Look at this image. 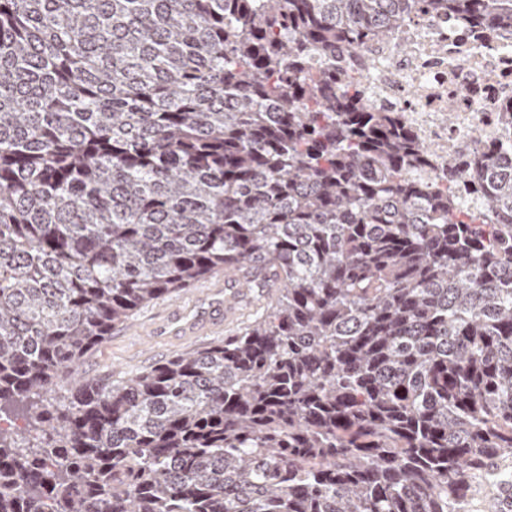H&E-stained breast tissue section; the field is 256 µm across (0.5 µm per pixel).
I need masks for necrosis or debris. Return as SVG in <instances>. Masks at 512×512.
Returning <instances> with one entry per match:
<instances>
[{
  "mask_svg": "<svg viewBox=\"0 0 512 512\" xmlns=\"http://www.w3.org/2000/svg\"><path fill=\"white\" fill-rule=\"evenodd\" d=\"M343 80L361 82L371 103L411 126L430 146L429 172L438 179L461 171L486 148L512 155V28L489 29L442 13L411 16L390 39L367 40L362 50L326 55ZM454 109L453 123L442 117ZM481 129L482 142L470 137Z\"/></svg>",
  "mask_w": 512,
  "mask_h": 512,
  "instance_id": "4bbe7bcc",
  "label": "necrosis or debris"
}]
</instances>
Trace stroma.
Segmentation results:
<instances>
[{"mask_svg":"<svg viewBox=\"0 0 512 512\" xmlns=\"http://www.w3.org/2000/svg\"><path fill=\"white\" fill-rule=\"evenodd\" d=\"M224 274L216 272L181 288L173 294L136 309L127 322L115 327L110 336L81 362L75 378L59 383L48 394L55 407H63L76 381L107 384L150 369L155 364L221 342L250 324L267 307L259 290H252L242 314L229 324H215L191 334L180 335L168 327L172 313L183 321L223 303Z\"/></svg>","mask_w":512,"mask_h":512,"instance_id":"35a3bbf8","label":"stroma"}]
</instances>
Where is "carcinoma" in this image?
<instances>
[{
    "instance_id": "1",
    "label": "carcinoma",
    "mask_w": 512,
    "mask_h": 512,
    "mask_svg": "<svg viewBox=\"0 0 512 512\" xmlns=\"http://www.w3.org/2000/svg\"><path fill=\"white\" fill-rule=\"evenodd\" d=\"M512 0H0V512H468L512 486V159L468 204L307 54ZM222 269L280 297L47 393ZM500 494V489L492 482L479 478L475 484L470 512H492Z\"/></svg>"
}]
</instances>
